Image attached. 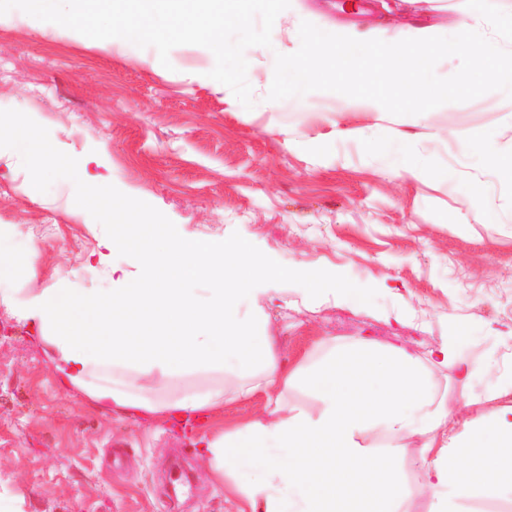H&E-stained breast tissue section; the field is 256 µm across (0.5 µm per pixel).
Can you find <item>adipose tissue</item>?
Masks as SVG:
<instances>
[{
  "mask_svg": "<svg viewBox=\"0 0 512 512\" xmlns=\"http://www.w3.org/2000/svg\"><path fill=\"white\" fill-rule=\"evenodd\" d=\"M20 132L45 169L71 184L76 205L112 197L109 179L88 161L57 159L33 123ZM457 140L479 165L512 169V148L499 144L496 128L462 129ZM98 245L123 252L137 276L113 267L103 294L0 278V298L13 301L61 390L98 407L187 426L197 414L263 395L246 420L201 440L239 512H401L412 502L424 512H486L485 503L512 488V405L455 416L435 393L434 376L447 369L467 409L512 393L511 383L478 397L469 391L475 367L466 343L480 325H453L423 357L403 345L335 337L287 369L265 330L275 299L265 283L281 274L272 254L247 239L187 236L132 198L113 204L112 228ZM299 277L307 299L368 306L361 285L340 274L307 269ZM150 376L166 394H143ZM409 453L420 470L413 481L402 470Z\"/></svg>",
  "mask_w": 512,
  "mask_h": 512,
  "instance_id": "1",
  "label": "adipose tissue"
}]
</instances>
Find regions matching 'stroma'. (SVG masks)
<instances>
[{
    "label": "stroma",
    "instance_id": "stroma-1",
    "mask_svg": "<svg viewBox=\"0 0 512 512\" xmlns=\"http://www.w3.org/2000/svg\"><path fill=\"white\" fill-rule=\"evenodd\" d=\"M308 19L362 37L419 28L452 36L471 21L463 0H367L355 13L342 0H294L272 33L273 49L295 52ZM149 54L67 28L45 30L26 14L0 15V114L34 121L56 154L94 158L114 190L147 203L158 222L274 251L283 275L269 286L289 305L271 309L268 333L286 367L335 336L390 343L399 335L421 354L466 319L487 328L467 349L478 367L471 394L512 378V223H487L462 191L474 183L493 206L512 209V174L471 168L454 137L458 128L496 124L500 143H512V126L499 124L512 99L483 95L420 125L404 115L338 120L328 105L243 115L229 111L223 91L197 80L205 63L197 46L173 48V72L154 70ZM337 127L414 136L426 155L447 159L456 181L376 174L354 139L338 146L334 161L287 148ZM19 150L15 130L0 129V226L16 248L0 252V274L13 273L25 251L32 287L110 288L112 266L124 255L90 253L111 201L75 206L69 185L50 175L34 180ZM462 223L469 233L459 231ZM309 268L369 286L367 313L330 302L307 310L296 273ZM388 276L398 294L377 289ZM396 311L411 324L389 325L385 317ZM252 410L228 404L192 430L102 410L80 392L58 390L42 348L0 303V497L15 512H237L198 440Z\"/></svg>",
    "mask_w": 512,
    "mask_h": 512
}]
</instances>
